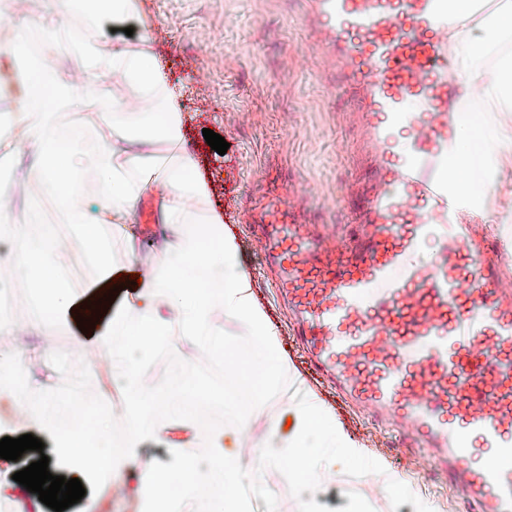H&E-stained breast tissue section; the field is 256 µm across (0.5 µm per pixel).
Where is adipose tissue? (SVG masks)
<instances>
[{
    "label": "adipose tissue",
    "mask_w": 512,
    "mask_h": 512,
    "mask_svg": "<svg viewBox=\"0 0 512 512\" xmlns=\"http://www.w3.org/2000/svg\"><path fill=\"white\" fill-rule=\"evenodd\" d=\"M480 0H449L455 20L448 28V56L453 77L464 99L492 113L491 122L479 125L457 118L448 149V181L460 195L473 198L497 188L489 221L512 223V0H493L486 15H479ZM136 0H58L62 17L80 15L70 33L66 51L79 56L86 83L76 89L62 64L36 59L20 74L35 101L33 112L17 113L8 132L0 134V176L16 173L24 150H31V169L39 174L40 191L56 196L67 223L80 225L84 256L95 262L100 284L95 299L107 297L122 285L114 266L100 262L104 238L123 247L139 266L141 282L130 296L110 333L93 349L118 364L127 382V399L113 407L111 423L122 424L130 448L160 436L168 423L189 426L194 414L163 383L153 382L149 358L157 335L171 337L173 347L186 353L199 347L224 354V375L242 382L246 366L260 364L264 383L256 389L263 425H244L224 431L209 451L208 472L219 489L221 508L211 501L196 504V512H239V489L245 484L263 488L273 478H285L314 488L331 483L336 467L351 456L342 433L325 411L304 401L293 409V425L283 430L282 417L264 413L272 384H285L286 359L277 344L278 332L254 300L251 275L237 246L226 238L224 218L209 205L206 182L196 161L180 141L182 88L172 85L159 68L148 44L130 47L105 44L98 35L101 20L134 11ZM479 19L480 37L465 23ZM101 77L112 80V112L87 116L82 91L93 90ZM91 121L93 137L65 142L60 121L66 116ZM158 201L163 244L155 254H144L136 234V212L142 199ZM98 203L89 217L86 198ZM34 210H17L10 194L0 193V240L16 244L17 256L6 269L8 276L32 281L37 298L28 320L45 328L55 323L60 309L73 305L75 295L66 281L68 257L51 226L30 234ZM222 283L220 297L210 286ZM237 322L252 337L251 350L234 349L224 330ZM164 406L167 417L155 419L154 405ZM57 415L86 420L84 430L57 433L52 422L42 423L44 434L66 442L68 470L83 476L88 465L113 466L107 448L109 432L98 419L87 416L84 403L59 406ZM172 462L147 468L140 476L155 490L156 512H167L173 494L196 480L192 441L173 445ZM352 457V456H351Z\"/></svg>",
    "instance_id": "obj_1"
}]
</instances>
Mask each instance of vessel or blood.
Returning a JSON list of instances; mask_svg holds the SVG:
<instances>
[{
  "mask_svg": "<svg viewBox=\"0 0 512 512\" xmlns=\"http://www.w3.org/2000/svg\"><path fill=\"white\" fill-rule=\"evenodd\" d=\"M321 53L359 90L376 150L363 219L336 239L288 206L252 204L309 370L411 429L476 512H512V282L502 244L460 223L448 186L458 89L448 0H311ZM438 250L417 262L428 243Z\"/></svg>",
  "mask_w": 512,
  "mask_h": 512,
  "instance_id": "1",
  "label": "vessel or blood"
}]
</instances>
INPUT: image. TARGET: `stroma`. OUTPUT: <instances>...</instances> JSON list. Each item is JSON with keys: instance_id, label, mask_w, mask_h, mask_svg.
I'll use <instances>...</instances> for the list:
<instances>
[{"instance_id": "35a3bbf8", "label": "stroma", "mask_w": 512, "mask_h": 512, "mask_svg": "<svg viewBox=\"0 0 512 512\" xmlns=\"http://www.w3.org/2000/svg\"><path fill=\"white\" fill-rule=\"evenodd\" d=\"M99 34L132 46L148 38L167 78L184 86L182 138L226 223L238 225L248 199L262 187L261 177L269 174L287 181L316 223L347 237L354 211L343 191L369 175L374 152L348 85L316 50L320 33L305 0H138L135 12L102 20ZM207 129L224 137L225 154L211 150L203 136ZM237 246L255 301L279 339L290 338L272 274L250 231L240 230ZM127 297V291L117 292L111 316L85 334L70 312H61L57 339L29 329V307L20 305L17 332L0 339V350L27 370L33 387H48L78 343L109 330ZM302 401L322 407L357 452L406 480L411 494L393 500L368 495L362 474L349 462L338 468L334 482L303 495L297 485L277 479L263 492L243 491L245 512H267L272 500L280 512H296L303 503L308 512H419L426 503L434 512H472L430 461L426 445L402 446L403 428L337 405L296 369L288 371L287 392L274 393L267 409L281 412ZM124 482L126 493L117 495L109 486L84 481L85 496L68 512H138L139 481L128 474Z\"/></svg>"}]
</instances>
